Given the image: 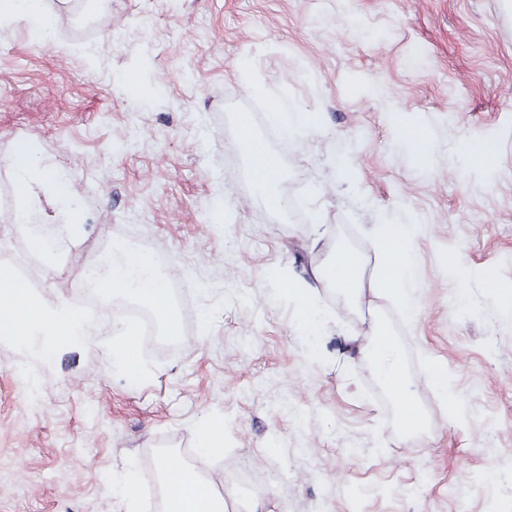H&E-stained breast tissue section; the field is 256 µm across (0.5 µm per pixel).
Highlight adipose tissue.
Instances as JSON below:
<instances>
[{"label":"adipose tissue","instance_id":"ef3b65f1","mask_svg":"<svg viewBox=\"0 0 512 512\" xmlns=\"http://www.w3.org/2000/svg\"><path fill=\"white\" fill-rule=\"evenodd\" d=\"M0 17L10 23H22L36 32L47 31L54 19L51 0H0ZM239 148L250 170L254 192L267 207L280 204L275 191L281 175L278 157L269 151L249 129H242ZM20 188L17 221H24L31 200L28 189L32 183L50 180L57 201L75 197L70 177L56 172L40 173L30 145L16 146L9 158ZM426 233L424 225L406 221L395 215L392 223L376 224L371 228L374 257L351 247L332 248L323 258L316 274L318 281L353 298L360 299L364 291L395 304L406 320H414L419 311L417 290L422 282V266L417 242ZM103 271L95 289L103 297L122 295L145 303L156 313L167 335L181 331V319L176 314L168 290L167 274L158 272L153 254L116 245L101 260ZM265 279L279 292L294 296L297 319L309 336L318 335L325 320L324 312L311 305L306 292L286 279L279 270L266 272ZM91 327L79 308L67 302H42L26 284L16 279L8 268H0V334L15 343L26 344L33 335L73 337ZM373 340L359 345V353L368 358L382 386L401 393L404 369L395 357V341L384 325H377ZM164 512H223V506L213 500L211 484L185 470L182 480L164 484Z\"/></svg>","mask_w":512,"mask_h":512}]
</instances>
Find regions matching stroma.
<instances>
[{
  "label": "stroma",
  "mask_w": 512,
  "mask_h": 512,
  "mask_svg": "<svg viewBox=\"0 0 512 512\" xmlns=\"http://www.w3.org/2000/svg\"><path fill=\"white\" fill-rule=\"evenodd\" d=\"M108 2L89 29L74 24V0H53L42 38L0 28V185H16L7 161L29 134L42 165H66L89 193L80 240L128 229L178 257L198 326L183 350L133 372L97 335L34 352L51 368L34 402L11 369L17 344L0 342V512H124L112 475L193 450L214 418L225 447L213 477L230 459L261 467L267 512H512L497 493L512 453V301L484 286H512V0ZM131 74L141 96L122 89ZM271 97L323 112L324 125L282 138ZM393 112L424 138L425 165ZM243 116L280 157L296 217L255 199ZM489 141L496 156L466 166L463 149ZM398 209L427 227L412 323L312 274L324 249L369 251L366 229ZM270 268L329 311L315 343L295 299L272 300ZM379 320L424 437L400 439L354 349ZM431 364L447 398L428 387Z\"/></svg>",
  "instance_id": "35a3bbf8"
}]
</instances>
